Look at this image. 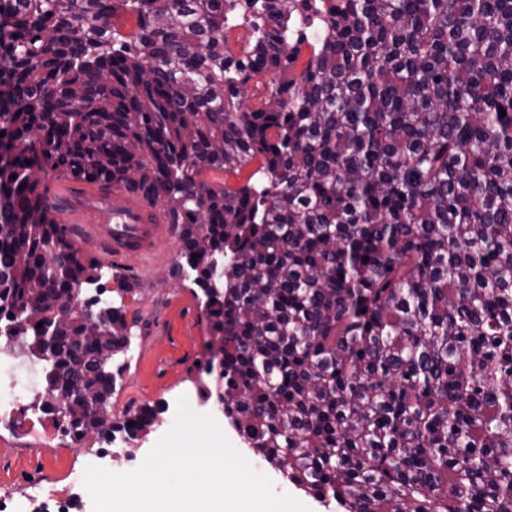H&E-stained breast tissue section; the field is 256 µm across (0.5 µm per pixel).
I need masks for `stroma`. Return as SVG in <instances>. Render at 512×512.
Masks as SVG:
<instances>
[{
    "instance_id": "1",
    "label": "stroma",
    "mask_w": 512,
    "mask_h": 512,
    "mask_svg": "<svg viewBox=\"0 0 512 512\" xmlns=\"http://www.w3.org/2000/svg\"><path fill=\"white\" fill-rule=\"evenodd\" d=\"M179 255V242L173 239L146 264L135 256L103 262L111 277L113 303L124 304L127 312L139 316L136 337L124 357L126 369L112 397L115 407L131 411L189 394L201 402L203 412L211 410L201 391L211 381L204 364L216 340L206 319L205 297L180 268ZM221 428L252 468L270 478L276 493L293 496L311 512H332L255 455L229 423ZM102 448L96 435L83 437L74 447L54 438L36 415L17 414L10 426L0 427V495L35 479L68 488Z\"/></svg>"
}]
</instances>
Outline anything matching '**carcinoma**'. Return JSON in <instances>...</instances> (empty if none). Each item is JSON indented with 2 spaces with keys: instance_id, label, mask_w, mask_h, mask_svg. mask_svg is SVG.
Listing matches in <instances>:
<instances>
[{
  "instance_id": "cac0c4a2",
  "label": "carcinoma",
  "mask_w": 512,
  "mask_h": 512,
  "mask_svg": "<svg viewBox=\"0 0 512 512\" xmlns=\"http://www.w3.org/2000/svg\"><path fill=\"white\" fill-rule=\"evenodd\" d=\"M263 74L284 79L253 107ZM260 157L261 196L218 178ZM39 171L169 206L219 342L205 396L297 489L512 512V0H0V325L52 352L43 407L134 439L156 407L88 411L131 326L106 307L105 352L57 315L102 265ZM100 362L84 395L60 380Z\"/></svg>"
}]
</instances>
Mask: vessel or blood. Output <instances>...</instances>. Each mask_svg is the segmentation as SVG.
<instances>
[{"label": "vessel or blood", "instance_id": "obj_1", "mask_svg": "<svg viewBox=\"0 0 512 512\" xmlns=\"http://www.w3.org/2000/svg\"><path fill=\"white\" fill-rule=\"evenodd\" d=\"M50 195L57 218L73 225L85 245L108 257L148 258L168 240V225L140 197L63 182L55 184Z\"/></svg>", "mask_w": 512, "mask_h": 512}]
</instances>
